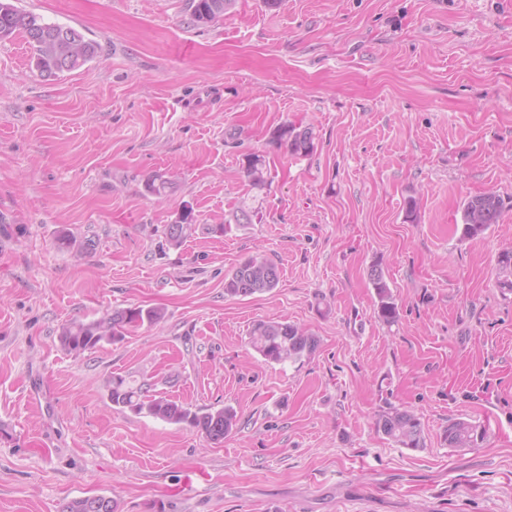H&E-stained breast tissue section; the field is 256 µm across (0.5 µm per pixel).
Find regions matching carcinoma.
Listing matches in <instances>:
<instances>
[{
    "instance_id": "1",
    "label": "carcinoma",
    "mask_w": 512,
    "mask_h": 512,
    "mask_svg": "<svg viewBox=\"0 0 512 512\" xmlns=\"http://www.w3.org/2000/svg\"><path fill=\"white\" fill-rule=\"evenodd\" d=\"M233 0H188L194 23L206 25L224 16ZM24 36L36 70L43 77L56 78L93 61L101 51L99 42L86 37L81 31L57 23H48L42 17L23 11L11 0H0V40ZM274 140L291 155L308 156L315 149L313 132L284 125L273 134ZM265 161L258 155L247 159L246 173L253 184L262 186ZM146 190L161 196L170 188V180L161 174L150 176ZM505 207L504 199L487 192L469 198L462 208V236L470 238L483 233L498 222ZM194 230L193 210L183 207L178 220L167 226L166 237L170 245L179 246ZM368 278L375 291L377 318L391 327L399 321V307L382 269L371 266ZM277 265L262 257H250L241 262L224 280V294L247 297L269 292L279 284ZM164 318L160 308L129 307L115 309L98 319L74 321L64 327L59 339L61 345L73 352H83L123 339L133 329L144 324L154 325ZM249 343L264 361L281 363L299 361L311 355L317 347L316 337L302 328L279 321L259 320L249 330ZM108 397L113 405L135 414H146L168 424L192 430L207 441L219 444L237 424L236 412L230 407L193 411L183 404L149 393L137 381L113 376L107 380ZM378 432L404 448L424 447L421 422L408 410L389 406L375 419ZM486 430L462 419L448 420L443 430V443L456 450H465L484 440Z\"/></svg>"
}]
</instances>
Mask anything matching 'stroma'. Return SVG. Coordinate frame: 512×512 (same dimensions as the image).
<instances>
[{
	"label": "stroma",
	"instance_id": "stroma-1",
	"mask_svg": "<svg viewBox=\"0 0 512 512\" xmlns=\"http://www.w3.org/2000/svg\"><path fill=\"white\" fill-rule=\"evenodd\" d=\"M13 2L102 51L47 79L23 37L0 41V512L92 495L119 512H512V292L496 264L512 208L461 235L470 197L512 198V0H236L206 27L186 0ZM285 124L312 129V154L277 146ZM186 205L196 228L174 247ZM252 256L278 266L277 288L225 295ZM137 306L165 317L81 353L59 342ZM257 320L318 345L265 362ZM115 375L232 407L237 427L215 445L117 409ZM389 404L417 415L423 448L375 430ZM452 418L489 438L448 448ZM368 278L375 291L378 320L388 327L397 324L399 321V307L382 269L378 265H372L368 271Z\"/></svg>",
	"mask_w": 512,
	"mask_h": 512
}]
</instances>
